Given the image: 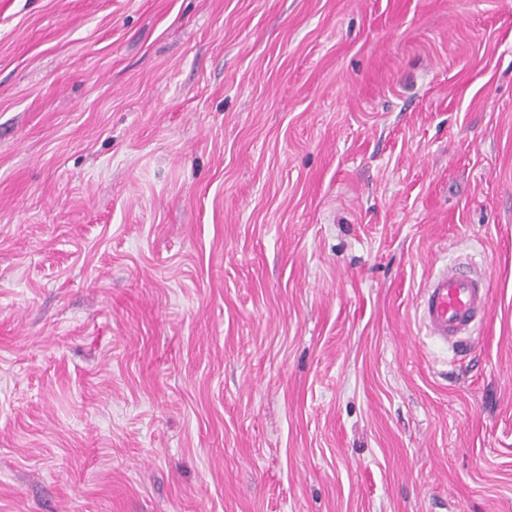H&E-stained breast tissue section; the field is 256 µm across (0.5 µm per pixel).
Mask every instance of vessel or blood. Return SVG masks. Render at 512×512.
<instances>
[{"instance_id":"vessel-or-blood-1","label":"vessel or blood","mask_w":512,"mask_h":512,"mask_svg":"<svg viewBox=\"0 0 512 512\" xmlns=\"http://www.w3.org/2000/svg\"><path fill=\"white\" fill-rule=\"evenodd\" d=\"M490 284L468 267L445 268L434 274L419 301L420 320L429 335L464 348L486 320Z\"/></svg>"}]
</instances>
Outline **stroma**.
<instances>
[{
  "instance_id": "1",
  "label": "stroma",
  "mask_w": 512,
  "mask_h": 512,
  "mask_svg": "<svg viewBox=\"0 0 512 512\" xmlns=\"http://www.w3.org/2000/svg\"><path fill=\"white\" fill-rule=\"evenodd\" d=\"M0 512H512V0H0ZM490 284L470 267L445 268L430 277L419 301L421 323L430 336L463 349L489 312Z\"/></svg>"
}]
</instances>
